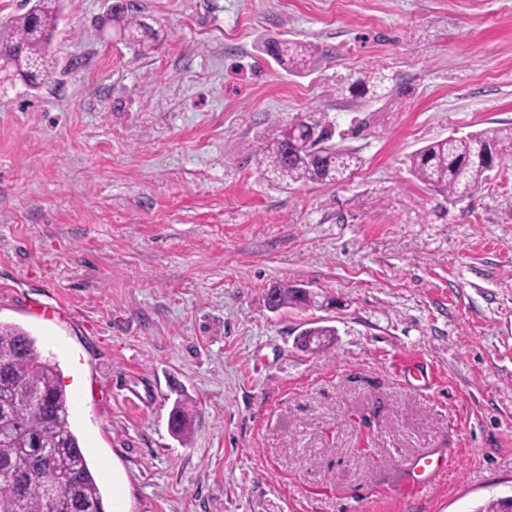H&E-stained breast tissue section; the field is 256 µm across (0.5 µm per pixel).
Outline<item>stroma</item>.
<instances>
[{
  "label": "stroma",
  "instance_id": "stroma-1",
  "mask_svg": "<svg viewBox=\"0 0 512 512\" xmlns=\"http://www.w3.org/2000/svg\"><path fill=\"white\" fill-rule=\"evenodd\" d=\"M112 2L60 0L52 75L0 80V323L58 360L104 501L116 483L128 512L511 495L512 161L451 205L408 157L512 125V0H131L163 35L146 56L104 28ZM270 39L322 54L293 75ZM371 68L386 96L350 93ZM297 112L361 167L262 179V132ZM276 282L317 304L270 311ZM310 323L330 348L297 347ZM423 457L443 470L410 490ZM194 405L186 396L180 398L169 413V428L172 434L188 438L190 434V421Z\"/></svg>",
  "mask_w": 512,
  "mask_h": 512
}]
</instances>
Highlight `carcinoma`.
<instances>
[{
  "mask_svg": "<svg viewBox=\"0 0 512 512\" xmlns=\"http://www.w3.org/2000/svg\"><path fill=\"white\" fill-rule=\"evenodd\" d=\"M27 10L0 21V59L5 76L32 85L50 77V46L58 26L59 0H25ZM107 23L145 55L156 46L159 32L121 7L107 14ZM266 52L289 72L315 67L320 47L297 40L272 42ZM383 77L364 73L349 91L367 94ZM333 131L297 112L262 135L257 160L260 175L290 186L333 184L362 164L353 150L332 143ZM512 157V127L446 137L409 157V171L419 182L453 204L473 196L487 172ZM274 305L306 309L315 295L301 286L273 284ZM59 363L43 356L36 340L18 326L0 324V512H105L100 486L70 424V398L60 381ZM194 405L180 398L169 413L172 434L187 438ZM475 512H512V495L490 499Z\"/></svg>",
  "mask_w": 512,
  "mask_h": 512,
  "instance_id": "obj_1",
  "label": "carcinoma"
}]
</instances>
